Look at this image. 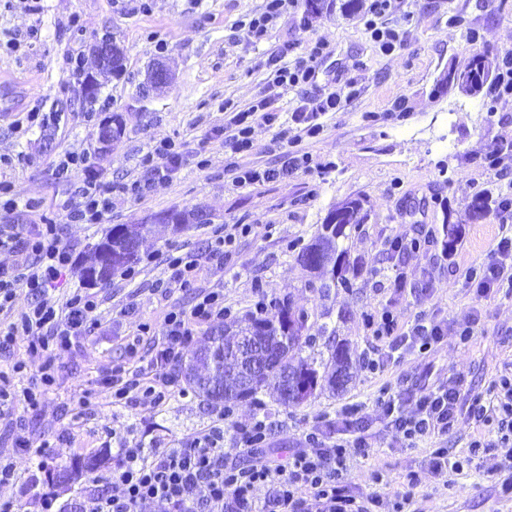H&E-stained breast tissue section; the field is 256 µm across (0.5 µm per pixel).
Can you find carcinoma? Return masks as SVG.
<instances>
[{"label":"carcinoma","instance_id":"carcinoma-1","mask_svg":"<svg viewBox=\"0 0 512 512\" xmlns=\"http://www.w3.org/2000/svg\"><path fill=\"white\" fill-rule=\"evenodd\" d=\"M497 64L486 48L473 52L469 63L461 70H450L445 76L448 86H456L469 94H478L491 80ZM343 210L338 225L326 221L317 225L310 241L298 254V261L311 274L305 287L318 290L325 296L332 288L350 291L354 282L349 275H357L343 242L349 234L368 223L369 213L359 199H348L335 206ZM190 210H168L153 215L155 219L173 221V230L181 231L191 224ZM152 232L149 219L138 224H115L91 249L88 264L82 269V278L88 279V270L101 258H107L106 276L130 267L138 257L142 244ZM287 300L274 306V311L261 316H249L236 324L232 334L227 330L209 336V344L199 348L180 368L186 383L212 404L224 399H258L267 388H274L277 400L288 407L307 401L317 387L331 391L344 390L349 381L351 350L348 344L333 341L327 352L311 350L313 341L304 336L308 313L304 310L295 318L290 316ZM258 341L273 355L266 370L257 374L243 388L230 378V372L250 362L248 345Z\"/></svg>","mask_w":512,"mask_h":512}]
</instances>
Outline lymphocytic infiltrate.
Returning <instances> with one entry per match:
<instances>
[{
    "label": "lymphocytic infiltrate",
    "mask_w": 512,
    "mask_h": 512,
    "mask_svg": "<svg viewBox=\"0 0 512 512\" xmlns=\"http://www.w3.org/2000/svg\"><path fill=\"white\" fill-rule=\"evenodd\" d=\"M399 10L397 0H371L364 22L365 32L381 53L388 54L406 42L403 23H392ZM355 89L331 90L308 107L306 99L279 123L278 141L291 145L278 168L237 171L239 185L272 181L307 169V154L296 146L324 130L323 118L335 111L342 99ZM273 101L261 97L248 107H230L224 123V145L234 153L251 151L256 122L275 120ZM276 121V120H275ZM185 161L183 150L166 141L142 155L140 179L104 181L96 174L87 151L69 152L55 162L58 178L71 189L60 207L72 224H104L112 216L116 200L141 198L155 182L176 174ZM483 161L504 182L498 208V243L479 265L466 268L461 277L465 287L480 296L512 294V141L487 151ZM82 179H75L76 170ZM250 225L235 224L227 233H214L201 252L172 251L166 254L168 276L156 281L160 295L173 288L194 291L190 309L171 308L160 326L142 323L139 334L127 340L123 360L106 368L97 381L113 404L155 408L178 386L175 369L198 331L229 315L224 291L199 285L200 272L209 266L223 267L236 236L248 234ZM72 267V247L63 226L43 224H0V350L15 347L23 353L0 367V420L7 421L17 448L40 457H53L55 444L74 445L75 426L60 428L54 439L34 438L22 416L23 410L40 407L45 395L60 379L62 354L94 346L104 321L102 298L77 288L64 299L53 296L60 279ZM28 304L17 309L19 292ZM368 325L383 351L381 359L367 362L378 371L385 361L399 360L409 352L428 353L441 342L443 327L426 313L402 324L388 311L369 316ZM152 346L141 350L142 337ZM462 379L427 385L413 411H406L399 395L385 392L376 403L386 425L401 446L448 434L457 421ZM360 405L345 408L347 431L332 434L312 428L304 445L285 457L259 459L240 466L226 463L228 452L249 453L269 439L268 415H257L235 425L232 448L224 446V422L231 408L218 411L213 423L198 432L170 443L145 442L125 437L116 441L115 462L110 471L98 475L85 488L77 503L78 512H142L156 503L163 512H412L417 502L416 478H409L395 498L377 492L353 493L347 481L351 464L368 458L371 437L359 417ZM468 414L477 425L465 458L493 449L501 458L498 474L503 489H512V377L493 379L486 392L471 397ZM18 487V495L0 498V512H63L54 493L37 488L35 479L21 480L16 462L0 457V487Z\"/></svg>",
    "instance_id": "1"
}]
</instances>
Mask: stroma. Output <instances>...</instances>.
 <instances>
[{
    "label": "stroma",
    "instance_id": "obj_1",
    "mask_svg": "<svg viewBox=\"0 0 512 512\" xmlns=\"http://www.w3.org/2000/svg\"><path fill=\"white\" fill-rule=\"evenodd\" d=\"M343 2L325 0L323 12L309 17L304 0H297L256 44L242 23L261 12L264 0H148L145 10L138 0H41L35 13L28 9L29 0H0V177L37 202L26 223L48 219L64 225L76 262L66 287H81L77 265L103 237L106 226L67 223L57 208L66 186L56 176L55 159L70 151L95 149L98 125L112 112L122 115L126 130L112 152H98L96 168L104 178H139L140 155L163 140L180 142L189 153L204 148L207 159L204 168L183 166L147 196L120 200L114 206L115 224L198 206L209 208L213 220L180 234L160 229L142 248L143 253H157L158 262L142 267L135 281H126L118 272L93 286V293L105 300L107 327L92 351L61 356L58 386L37 410L25 415L30 432L48 438L77 413L89 410L88 426L78 433L81 449H58L57 463L94 460L105 471L112 467V434L173 440L209 425L213 406L189 389L172 393L156 409L115 408L102 397L86 408L80 397L98 373L121 361L123 344L136 334L138 324H161L173 305L191 307V292L178 288L166 300L154 293L166 271L162 256L175 249L205 247L214 228L248 224L251 233L237 237L225 268L202 271V286L223 289L234 321L252 310L258 292L273 300H290L293 309L310 314L307 335L321 345L327 330H334L337 339L349 344L353 364L342 393L319 389L308 402L290 407L280 405L271 393L257 402L236 401L234 421H248L259 408H266L273 423L271 447L298 448L313 426L343 429L342 410L358 403L376 454L351 468L348 478L355 492L377 490L391 498L413 474L419 481L421 512H512V495L504 493L493 477L499 463L495 452L473 460L448 487L427 470L430 448L452 454L466 448L476 432L467 411H460L448 435L416 448H399L376 404L385 387L400 393L411 409L424 384L458 374L464 389L477 393L512 370V297H476L453 276L455 267L478 265L497 245L495 213L474 220L470 206L476 194L496 197L502 189L482 157L495 143L512 140V99L500 102L491 113L485 95L441 83L448 69L468 62L473 45L486 46L498 56L512 52V0H406L405 9L413 13L407 42L388 55L367 38L361 14L343 13ZM75 15L82 22L77 33L68 27ZM456 16L461 25L453 24ZM105 30L124 50V70L102 75L94 63H87V76L97 82L90 92L70 79L64 59L74 48L90 51ZM12 38L22 41L20 51L4 49V42ZM159 39L168 46L162 54L154 48ZM318 42L325 45L326 54L306 88L309 103H316L334 84L354 86L356 96L326 115L322 135L300 143V150L311 158L310 171L236 185L234 168L280 164L278 152L271 148L278 127L256 125L252 150L231 153L216 134L224 123L225 104L244 107L267 92L275 77L274 67L267 63L271 51L288 60ZM157 60L169 64L175 80L163 92L142 98L140 85ZM92 97L111 98L112 105L97 110L88 122L84 104ZM36 102L61 113L59 128L28 135L26 166L4 165V158L13 156L18 146L13 128L17 113ZM348 198L361 199L369 213L361 232L344 242L362 269L352 292L334 288L323 297L305 286L308 273L297 260L298 246L310 240L334 204ZM450 224L459 228L460 237L447 254L443 242ZM426 234L434 237L428 247L402 254L390 247L394 239ZM399 272L407 284L403 290L395 286ZM132 299L138 312L119 316V309ZM385 310L404 323L422 311L433 314L442 321L445 336L430 354L409 353L382 371L370 372L366 361L377 357L379 348L366 319ZM475 313L480 316L475 333L468 343H460L455 329ZM102 424L109 426V433L99 432ZM1 455L14 458L23 477L35 475L41 483L52 484L49 470L28 463L14 448L9 425L3 421ZM377 466L385 473L381 484L372 479ZM92 478L86 471L68 484H52L53 490L59 502L72 506Z\"/></svg>",
    "mask_w": 512,
    "mask_h": 512
}]
</instances>
